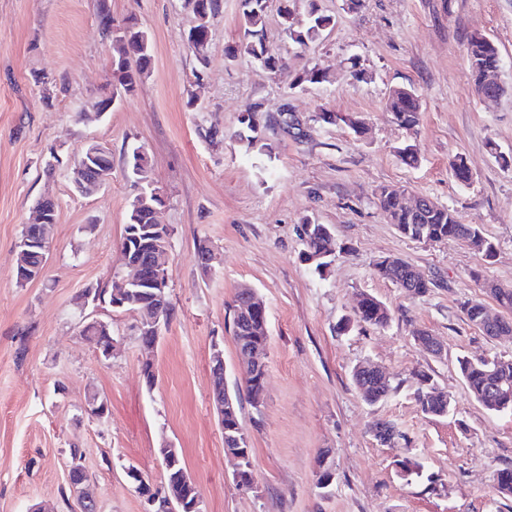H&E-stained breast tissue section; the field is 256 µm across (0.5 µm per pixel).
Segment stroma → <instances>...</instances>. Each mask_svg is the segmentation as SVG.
<instances>
[{
  "mask_svg": "<svg viewBox=\"0 0 512 512\" xmlns=\"http://www.w3.org/2000/svg\"><path fill=\"white\" fill-rule=\"evenodd\" d=\"M108 7L115 22L135 19L149 34L152 65L135 95L85 120L112 71L99 0H0V512H81L67 491L74 446L85 451L99 512H143L125 469L161 486L165 441L179 449L203 512H512L493 481L497 469L512 466V412L476 402L457 365L463 354L512 358V337L483 335L462 311L471 299L498 308L472 271L512 287V166L487 146L495 141L512 159V0H365L356 13L343 0H318L333 23L306 47L288 38L272 6L267 44L283 60L274 72L224 55L242 36L241 0H220L202 69L184 40L196 23L185 0H108ZM473 34L492 39L503 59L506 94L494 103L472 88L465 47ZM311 67L327 82L297 85ZM354 69L363 81L352 79ZM400 86L420 101L414 134L384 109ZM251 104L267 123L271 155L232 137ZM322 112L363 116L365 132L317 122ZM213 125L222 135L206 139ZM93 140L112 149V182L85 197L67 164ZM410 140L414 166L397 153ZM140 144L151 186L165 196L159 221L173 229L166 262L175 315L149 350L134 314L99 308L117 342L105 360L77 335L79 299L123 269L127 209L139 191L124 162ZM456 154L473 183L452 176L448 159ZM383 186L429 196L480 225L493 257L460 241L401 236L376 204ZM47 198L57 211L52 251L43 277L21 287L13 277L18 243ZM306 220L330 226L339 247L321 275L300 257ZM201 245L209 264L200 262ZM385 257L420 269L432 288L413 295L379 278L374 265ZM243 285L263 299L268 327L265 402L241 412L253 457L249 490L233 480L209 371L221 347L227 386H244L230 308ZM363 293L388 306V326L352 322ZM418 330L440 340L442 357L416 344ZM147 358L150 387L141 373ZM363 362L383 367L396 387L374 405L351 378ZM421 370L448 393V416L424 414L415 403ZM93 393L108 403L104 419L81 411ZM381 420L395 423L406 442L377 441L371 426ZM406 457L421 464V475L399 474ZM323 459L335 471L324 489Z\"/></svg>",
  "mask_w": 512,
  "mask_h": 512,
  "instance_id": "stroma-1",
  "label": "stroma"
}]
</instances>
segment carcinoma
Returning a JSON list of instances; mask_svg holds the SVG:
<instances>
[{
  "label": "carcinoma",
  "instance_id": "carcinoma-1",
  "mask_svg": "<svg viewBox=\"0 0 512 512\" xmlns=\"http://www.w3.org/2000/svg\"><path fill=\"white\" fill-rule=\"evenodd\" d=\"M278 13L289 38L299 44L308 45L317 41L323 31L331 24V17L319 12L316 0H308L306 13L296 12V0H279ZM199 22L187 33V41L193 43L192 51L201 65L207 64V50L211 39L209 20L219 9V0H187ZM269 0H242L243 40L235 45L224 48L225 56L236 58L243 53L259 62L266 69L273 71L282 66V59L270 51L266 44L264 26ZM466 60L476 94L483 97L501 98L505 88L500 84H489V77L499 72L502 58L493 41L481 34H474L468 39ZM152 62V43L149 35L139 29L136 24L129 23L123 44L112 57V85L118 93L131 96L138 90L143 78L148 74ZM386 110L390 112L394 122L410 133L417 131L421 120L418 97L409 89L397 87L390 91L386 102ZM321 121L327 124L343 122L354 133L363 131L365 122L360 117L341 119L330 112L320 114ZM239 123L241 128L235 133L238 142L253 149L261 142L263 128L259 111L249 106L242 112ZM453 177L457 182L468 185L473 179L471 170L465 164L462 155L457 154L450 162ZM128 174L133 182L140 186V191L133 197L127 211L122 247L128 253L129 260L146 263L148 254L146 246L138 242L132 234L135 225L149 227L154 223V208L162 204V200L150 188V175L147 165L138 160L137 150H132L127 159ZM378 207L387 215L390 223L404 237L427 242L458 240L467 243L474 250L486 254L495 250L494 244L483 234L477 224H465L458 213L436 201L419 211L407 206L404 193L383 187L377 195ZM330 228L324 224L303 222L302 237L305 250L303 258L311 262L314 270L321 274L332 259L323 256L334 245L330 237ZM375 273L401 288H406L414 295L426 293L433 286L431 279L415 269L408 262L396 258L392 261L381 260L375 265ZM247 288L238 289L235 294L232 311V332L236 348H245L252 337L259 336L267 340L259 316L256 314L242 315L238 313L240 303L245 300ZM142 305L134 303L125 306V310L137 312L142 317L159 316L164 324H169L174 316L168 291H156L152 288L140 289ZM354 320L369 326L383 328L391 321V313L385 303L370 295L368 303L355 310ZM370 364H358L352 369V379L369 404H376L387 398L395 390L391 382L376 381L366 376ZM460 374L471 396L485 409L500 412L498 403L488 399L489 388L495 384L498 374L507 376L512 382V361L500 370L495 364H488L479 359L462 356L458 359ZM266 372H259L246 379V392L254 408L263 405L265 399ZM231 403L224 413V452L236 454L241 448L249 447L247 436L241 425V407L237 397L230 396ZM414 400L421 411L427 415L443 417L448 415V395L440 391L430 376L419 374L418 386L414 392ZM495 491L498 497L512 499V467H504L496 471Z\"/></svg>",
  "mask_w": 512,
  "mask_h": 512
}]
</instances>
